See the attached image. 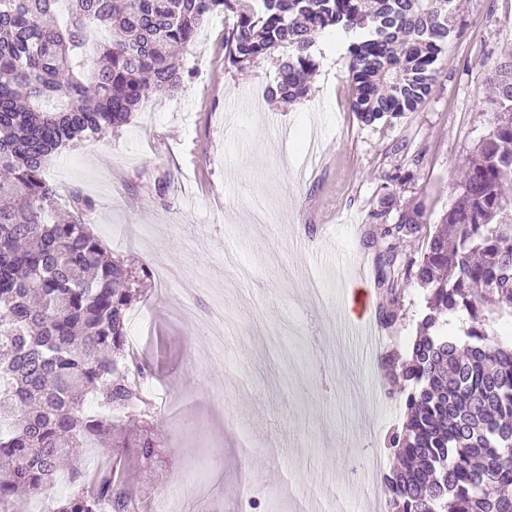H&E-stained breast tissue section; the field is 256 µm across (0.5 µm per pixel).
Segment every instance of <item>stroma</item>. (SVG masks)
<instances>
[{
  "label": "stroma",
  "instance_id": "35a3bbf8",
  "mask_svg": "<svg viewBox=\"0 0 512 512\" xmlns=\"http://www.w3.org/2000/svg\"><path fill=\"white\" fill-rule=\"evenodd\" d=\"M460 32L417 111L363 125L347 106V44L315 38L319 68L299 102L269 99L274 60L224 58L232 17L214 15L179 57L177 95H151L123 130L75 144L46 169L59 207L88 197V221L113 256L146 267L150 323L141 351L171 401L148 419L156 455L130 467L142 512H313L335 488L358 498L399 426L381 359L415 336L423 300L408 290L375 355L350 328L353 291L373 318L372 219L385 195L423 201L433 226L461 167L493 124L484 62L512 53V0H455ZM253 444L238 450L239 436Z\"/></svg>",
  "mask_w": 512,
  "mask_h": 512
}]
</instances>
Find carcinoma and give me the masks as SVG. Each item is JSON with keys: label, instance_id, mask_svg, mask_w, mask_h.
Masks as SVG:
<instances>
[{"label": "carcinoma", "instance_id": "carcinoma-1", "mask_svg": "<svg viewBox=\"0 0 512 512\" xmlns=\"http://www.w3.org/2000/svg\"><path fill=\"white\" fill-rule=\"evenodd\" d=\"M454 0H0V512L19 492L44 512H136L129 474H87L70 448H105L148 461L156 441L141 390L152 367L127 351V313L147 275L109 250L74 194L53 217L49 158L75 140L129 125L149 94L183 84L175 55L220 12L239 68L278 59L270 99L309 93L314 35L349 39L350 109L369 126L414 112L435 83ZM493 126L476 145L459 193L432 230L417 201L381 224L378 284L391 305L423 294L419 332L385 361L404 419L388 436L387 512H512V55L487 65ZM418 238V258L396 242ZM463 313L465 339L448 329ZM94 398L103 414L86 413ZM69 492L53 493L61 477Z\"/></svg>", "mask_w": 512, "mask_h": 512}]
</instances>
